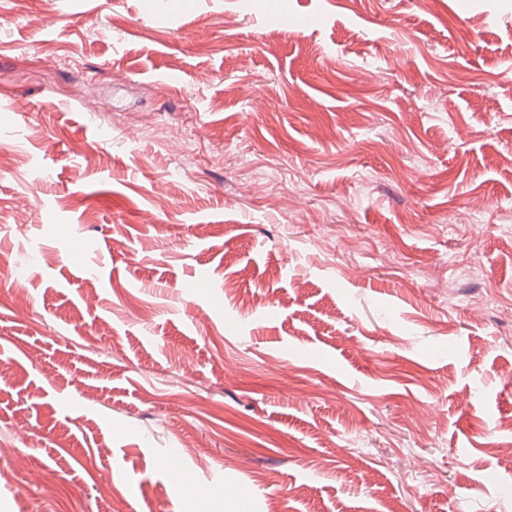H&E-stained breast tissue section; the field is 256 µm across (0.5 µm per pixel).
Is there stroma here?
I'll return each mask as SVG.
<instances>
[{
	"label": "stroma",
	"instance_id": "obj_1",
	"mask_svg": "<svg viewBox=\"0 0 512 512\" xmlns=\"http://www.w3.org/2000/svg\"><path fill=\"white\" fill-rule=\"evenodd\" d=\"M151 10L0 0V512H512V0Z\"/></svg>",
	"mask_w": 512,
	"mask_h": 512
}]
</instances>
